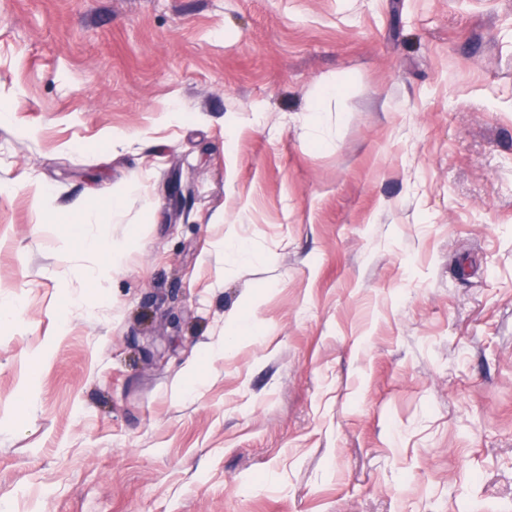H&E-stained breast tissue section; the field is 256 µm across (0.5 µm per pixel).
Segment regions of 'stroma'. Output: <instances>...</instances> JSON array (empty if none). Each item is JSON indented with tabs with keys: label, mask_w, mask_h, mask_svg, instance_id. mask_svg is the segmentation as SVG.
Here are the masks:
<instances>
[{
	"label": "stroma",
	"mask_w": 512,
	"mask_h": 512,
	"mask_svg": "<svg viewBox=\"0 0 512 512\" xmlns=\"http://www.w3.org/2000/svg\"><path fill=\"white\" fill-rule=\"evenodd\" d=\"M1 299L0 512H512V0H0Z\"/></svg>",
	"instance_id": "35a3bbf8"
}]
</instances>
